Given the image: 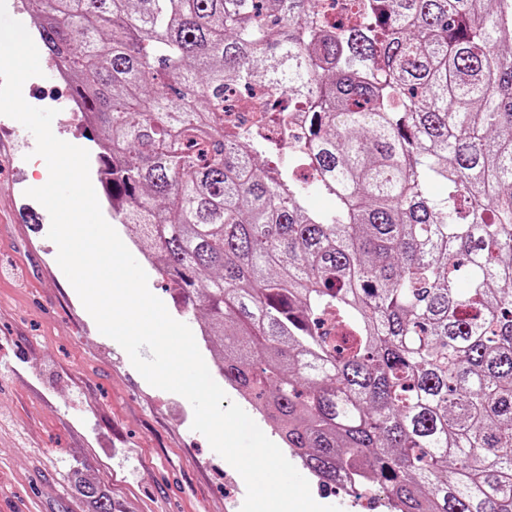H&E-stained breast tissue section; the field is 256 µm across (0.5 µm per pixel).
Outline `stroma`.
I'll return each instance as SVG.
<instances>
[{
	"instance_id": "obj_1",
	"label": "stroma",
	"mask_w": 512,
	"mask_h": 512,
	"mask_svg": "<svg viewBox=\"0 0 512 512\" xmlns=\"http://www.w3.org/2000/svg\"><path fill=\"white\" fill-rule=\"evenodd\" d=\"M40 64L25 100L68 112V88L48 57ZM30 138L0 115V506L85 512L69 482L80 468L110 488L113 512H240L245 483L192 430L189 401L142 377L58 265L50 215L25 194L49 178ZM310 488L342 512H389L379 492L356 500Z\"/></svg>"
}]
</instances>
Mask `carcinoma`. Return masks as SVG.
Instances as JSON below:
<instances>
[{
	"label": "carcinoma",
	"mask_w": 512,
	"mask_h": 512,
	"mask_svg": "<svg viewBox=\"0 0 512 512\" xmlns=\"http://www.w3.org/2000/svg\"><path fill=\"white\" fill-rule=\"evenodd\" d=\"M29 2L112 219L288 453L394 512H512V0ZM235 93L262 124L224 128Z\"/></svg>",
	"instance_id": "carcinoma-1"
}]
</instances>
